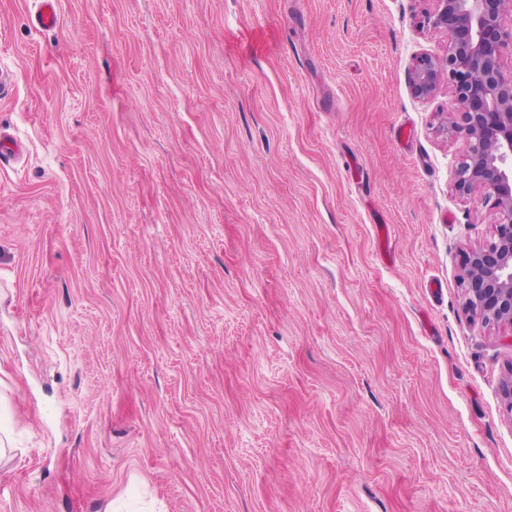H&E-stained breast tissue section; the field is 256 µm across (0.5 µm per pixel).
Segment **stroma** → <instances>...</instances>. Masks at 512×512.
Returning a JSON list of instances; mask_svg holds the SVG:
<instances>
[{
    "label": "stroma",
    "mask_w": 512,
    "mask_h": 512,
    "mask_svg": "<svg viewBox=\"0 0 512 512\" xmlns=\"http://www.w3.org/2000/svg\"><path fill=\"white\" fill-rule=\"evenodd\" d=\"M431 7L0 0V512H512ZM34 15V27L40 31H52L59 25L60 0H38Z\"/></svg>",
    "instance_id": "stroma-1"
}]
</instances>
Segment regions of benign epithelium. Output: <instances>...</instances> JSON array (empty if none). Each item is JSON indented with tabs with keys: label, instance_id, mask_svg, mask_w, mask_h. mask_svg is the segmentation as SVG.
<instances>
[{
	"label": "benign epithelium",
	"instance_id": "obj_1",
	"mask_svg": "<svg viewBox=\"0 0 512 512\" xmlns=\"http://www.w3.org/2000/svg\"><path fill=\"white\" fill-rule=\"evenodd\" d=\"M423 25L448 34L442 58L424 55L408 72L419 98L448 79L452 105L446 133L461 142L455 188L482 190L496 209L491 239L462 254L464 308L484 325L512 331V75L503 73L502 48L512 43L504 16L512 0H432Z\"/></svg>",
	"mask_w": 512,
	"mask_h": 512
}]
</instances>
